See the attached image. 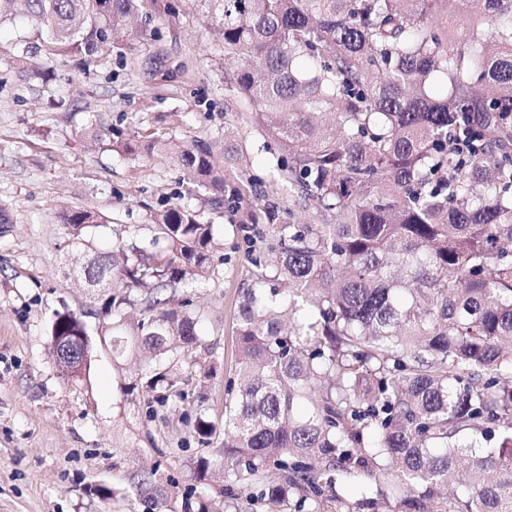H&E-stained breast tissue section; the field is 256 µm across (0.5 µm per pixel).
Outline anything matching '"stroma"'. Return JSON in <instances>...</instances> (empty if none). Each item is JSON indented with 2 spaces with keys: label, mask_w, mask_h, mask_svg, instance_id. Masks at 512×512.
Here are the masks:
<instances>
[{
  "label": "stroma",
  "mask_w": 512,
  "mask_h": 512,
  "mask_svg": "<svg viewBox=\"0 0 512 512\" xmlns=\"http://www.w3.org/2000/svg\"><path fill=\"white\" fill-rule=\"evenodd\" d=\"M38 32L22 17L0 24V512H182L186 497L271 512L246 502L223 475L198 476L211 455L197 418L224 424L225 384L237 367V314L260 243L242 232L232 199L209 211L214 273L173 292L169 305L196 321L198 340L178 348L181 394L159 403L146 381L152 361L112 358L111 326L99 316L108 291L73 286L76 237L111 248V226L75 234L60 213L92 208L149 240L150 211L204 207L182 171L162 158L120 156L99 134L154 128L177 144L202 138L247 146L258 198L277 186L254 129L227 108L221 40L194 0L155 22L133 54L112 52L80 68L77 58L40 60L41 75L17 60ZM83 313L95 343L91 367L64 378L50 348L57 312Z\"/></svg>",
  "instance_id": "35a3bbf8"
}]
</instances>
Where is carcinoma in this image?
I'll use <instances>...</instances> for the list:
<instances>
[{"label": "carcinoma", "instance_id": "1", "mask_svg": "<svg viewBox=\"0 0 512 512\" xmlns=\"http://www.w3.org/2000/svg\"><path fill=\"white\" fill-rule=\"evenodd\" d=\"M47 59L97 62L132 52L169 0H24ZM224 46L230 103L274 144L288 206L263 207L270 239L238 310L237 378L228 381L220 467L246 500L321 512L339 479L361 498L428 512L448 474L466 494L448 512H512V0H196ZM473 22L468 38L449 37ZM112 150L179 167L196 193L236 179L230 157L194 140L178 153L160 131L108 132ZM304 213L282 224L280 213ZM80 231L108 224L66 210ZM150 246L118 238L88 280L109 282L101 316L112 350L134 339L156 368L148 386L179 395L175 351L195 320L160 295L212 272L205 212L173 204L148 215ZM150 314L129 324L131 293ZM86 329L58 312L52 336ZM499 439L478 452L463 438Z\"/></svg>", "mask_w": 512, "mask_h": 512}]
</instances>
